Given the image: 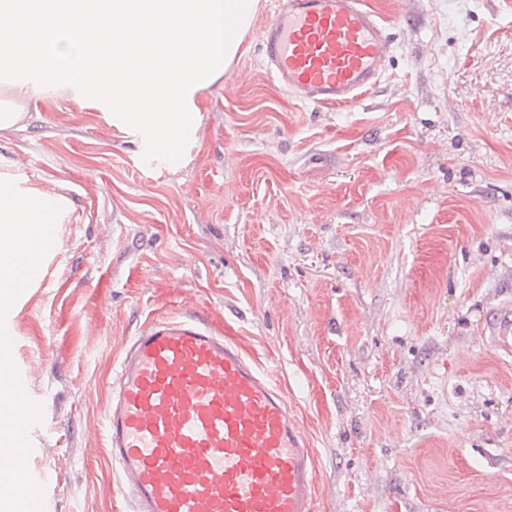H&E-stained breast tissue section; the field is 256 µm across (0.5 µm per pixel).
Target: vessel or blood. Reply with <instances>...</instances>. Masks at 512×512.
Masks as SVG:
<instances>
[{"mask_svg":"<svg viewBox=\"0 0 512 512\" xmlns=\"http://www.w3.org/2000/svg\"><path fill=\"white\" fill-rule=\"evenodd\" d=\"M259 40L271 77L300 101L347 107L380 82L393 45L364 0H277ZM14 302L0 303L11 353ZM512 350V312L491 325ZM0 495L44 512L28 467L41 408L25 374L0 366ZM107 455L132 512H315L316 461L271 373L207 315L148 320L122 350L106 405Z\"/></svg>","mask_w":512,"mask_h":512,"instance_id":"vessel-or-blood-1","label":"vessel or blood"}]
</instances>
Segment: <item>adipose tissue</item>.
Instances as JSON below:
<instances>
[{
  "instance_id": "1",
  "label": "adipose tissue",
  "mask_w": 512,
  "mask_h": 512,
  "mask_svg": "<svg viewBox=\"0 0 512 512\" xmlns=\"http://www.w3.org/2000/svg\"><path fill=\"white\" fill-rule=\"evenodd\" d=\"M71 204L14 172L0 157V271L32 287L38 270L56 245V230Z\"/></svg>"
}]
</instances>
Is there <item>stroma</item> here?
I'll return each mask as SVG.
<instances>
[{"label": "stroma", "instance_id": "stroma-1", "mask_svg": "<svg viewBox=\"0 0 512 512\" xmlns=\"http://www.w3.org/2000/svg\"><path fill=\"white\" fill-rule=\"evenodd\" d=\"M395 51L352 107L270 79L260 8L198 99L185 165L144 161L60 91L0 130L18 173L70 200L14 313L46 512H129L105 409L146 318L204 310L285 389L316 512H512V0H366ZM492 339L497 347L510 352L512 350V312L500 313L491 325Z\"/></svg>", "mask_w": 512, "mask_h": 512}]
</instances>
